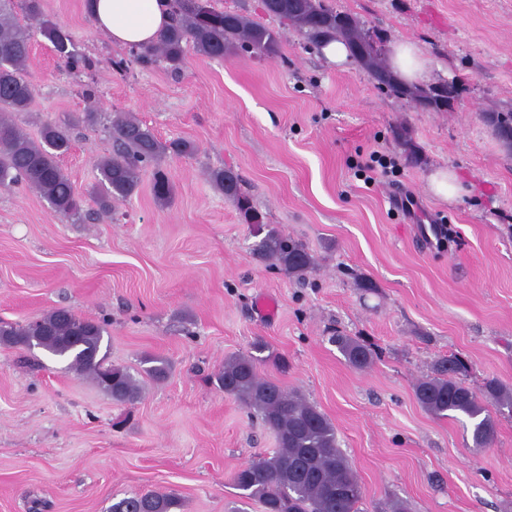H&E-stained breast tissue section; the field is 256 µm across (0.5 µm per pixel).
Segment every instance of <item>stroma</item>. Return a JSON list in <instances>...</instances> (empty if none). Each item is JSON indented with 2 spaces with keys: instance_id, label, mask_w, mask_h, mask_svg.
I'll use <instances>...</instances> for the list:
<instances>
[{
  "instance_id": "stroma-1",
  "label": "stroma",
  "mask_w": 512,
  "mask_h": 512,
  "mask_svg": "<svg viewBox=\"0 0 512 512\" xmlns=\"http://www.w3.org/2000/svg\"><path fill=\"white\" fill-rule=\"evenodd\" d=\"M387 39L410 38L435 78L458 75L460 103L420 112L381 91L358 63L328 65L258 0H219L282 32L279 56L223 59L187 52L122 73L126 55L95 28L85 0H40L41 19L72 32L93 75L63 70L32 36L30 135L64 122L96 90L103 114L126 112L164 140L198 151L165 158L174 189L158 202L150 176L108 215L65 220L28 188L0 192V320L22 323L65 308L106 324L109 363L144 385L119 404L43 350L0 345V512H107L147 490L174 492L175 512H226L234 473L274 448L260 420L221 390L225 359L254 354L262 376L313 402L354 464L365 506L394 498L410 512H512V414L475 447L466 418H437L414 394L435 361L465 364L475 392L512 388V152L484 121L512 109V0H330ZM420 156L406 157L398 129ZM103 126L78 127L60 163L87 197L94 158L111 154ZM393 157L396 173L365 183L356 164ZM230 166L267 222L302 242L317 268L300 282L256 261L252 229L206 178ZM454 167L472 193L456 206L427 179ZM442 224V241L427 239ZM376 288H357L358 278ZM271 300L274 315L259 312ZM376 353L358 370L333 341ZM263 351H254L256 341ZM167 359L149 380L145 360Z\"/></svg>"
}]
</instances>
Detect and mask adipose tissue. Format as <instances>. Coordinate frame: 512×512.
<instances>
[{"label":"adipose tissue","instance_id":"ef3b65f1","mask_svg":"<svg viewBox=\"0 0 512 512\" xmlns=\"http://www.w3.org/2000/svg\"><path fill=\"white\" fill-rule=\"evenodd\" d=\"M91 19L106 39L131 47L156 40L171 16L168 0H94ZM387 54L392 70L404 83H429L433 65L417 42L394 40Z\"/></svg>","mask_w":512,"mask_h":512}]
</instances>
